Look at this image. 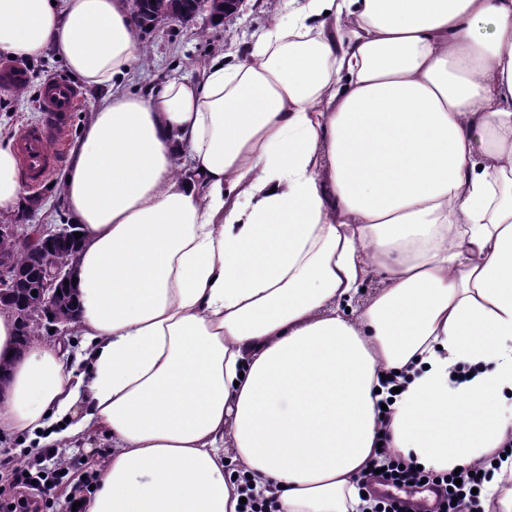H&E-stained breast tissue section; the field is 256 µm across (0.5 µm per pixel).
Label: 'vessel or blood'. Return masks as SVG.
<instances>
[{
	"mask_svg": "<svg viewBox=\"0 0 512 512\" xmlns=\"http://www.w3.org/2000/svg\"><path fill=\"white\" fill-rule=\"evenodd\" d=\"M79 100L80 94L72 83L56 77L45 83L40 106L43 121L23 130L16 142L23 168L32 181L43 180L61 164V138Z\"/></svg>",
	"mask_w": 512,
	"mask_h": 512,
	"instance_id": "1",
	"label": "vessel or blood"
}]
</instances>
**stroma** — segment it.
I'll return each instance as SVG.
<instances>
[{
  "mask_svg": "<svg viewBox=\"0 0 512 512\" xmlns=\"http://www.w3.org/2000/svg\"><path fill=\"white\" fill-rule=\"evenodd\" d=\"M286 0H244L239 15L231 21L214 23L207 15H198L186 24L170 23L155 31H144L140 39L144 58L137 62L125 80L127 90L160 85L172 77L198 79L203 69L216 57L233 64L247 55L274 16H287ZM28 80L22 89L0 85V132L17 137L25 126L37 123L40 93L46 79L68 76L63 61L53 54L22 63ZM62 171H55L47 184L28 185L29 197L40 204L31 214L33 224L61 223Z\"/></svg>",
  "mask_w": 512,
  "mask_h": 512,
  "instance_id": "35a3bbf8",
  "label": "stroma"
}]
</instances>
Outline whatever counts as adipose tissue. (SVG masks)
Instances as JSON below:
<instances>
[{"mask_svg":"<svg viewBox=\"0 0 512 512\" xmlns=\"http://www.w3.org/2000/svg\"><path fill=\"white\" fill-rule=\"evenodd\" d=\"M49 51L109 92L62 195L85 342L18 349L0 309V435L109 439L83 512H239L246 475L363 512L379 450L512 445V0H288L237 64L137 93L128 0H0V54ZM23 194L0 135V216ZM480 506L512 512V457Z\"/></svg>","mask_w":512,"mask_h":512,"instance_id":"ef3b65f1","label":"adipose tissue"}]
</instances>
